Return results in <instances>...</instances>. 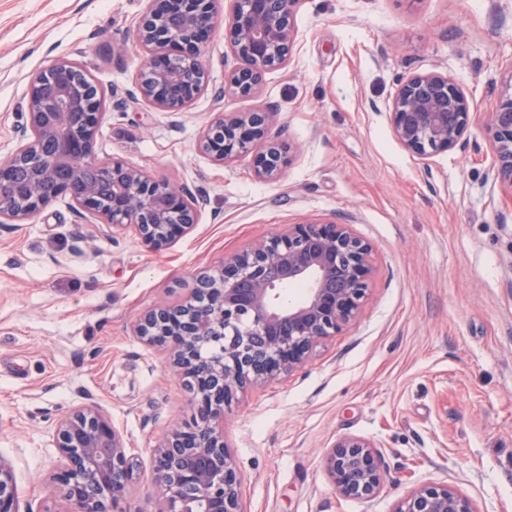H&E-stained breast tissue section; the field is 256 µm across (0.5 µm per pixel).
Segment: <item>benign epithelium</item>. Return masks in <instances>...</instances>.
I'll use <instances>...</instances> for the list:
<instances>
[{"label": "benign epithelium", "instance_id": "7a95c632", "mask_svg": "<svg viewBox=\"0 0 512 512\" xmlns=\"http://www.w3.org/2000/svg\"><path fill=\"white\" fill-rule=\"evenodd\" d=\"M298 0H234L228 19L231 45L241 65L224 72L226 94L252 97L263 74L287 66L296 39ZM214 0H149L136 22L146 54L136 89L161 112H182L210 80L200 59L213 25ZM184 48L172 55L170 49ZM85 67L56 59L29 83L26 123L17 148L0 163V185L20 188L0 196V223L21 224L59 197L116 228L130 227L161 250L196 223L205 198L186 185L154 178L127 162H97L92 150L107 98ZM277 109L220 112L203 129L199 149L213 162L251 158L256 178L275 180L289 164V148L276 127ZM401 145L417 156L446 152L469 123L466 96L448 76L416 74L395 95L389 112ZM498 174L512 185V93L502 95L486 122ZM26 166L35 178L16 181ZM97 169L94 180L86 167ZM374 275L371 245L349 224H290L284 231L224 257V266L197 277L179 304L161 303L134 327L145 344L167 352L168 366L190 387L192 421L173 428L153 449L158 475L155 512H242L241 479L224 442V407L251 387L266 386L302 367L324 340L345 331L360 315ZM305 286L298 302L283 292ZM61 467L51 480L66 512H120L133 475V459L109 416L94 402L60 418L53 431ZM336 491L370 500L386 474L368 440L341 438L326 458ZM0 512L20 507L10 467L0 460ZM393 512H477L451 486L423 484L403 496Z\"/></svg>", "mask_w": 512, "mask_h": 512}]
</instances>
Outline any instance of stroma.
Returning <instances> with one entry per match:
<instances>
[{
  "label": "stroma",
  "instance_id": "obj_1",
  "mask_svg": "<svg viewBox=\"0 0 512 512\" xmlns=\"http://www.w3.org/2000/svg\"><path fill=\"white\" fill-rule=\"evenodd\" d=\"M148 0H0V161L16 148L29 82L55 59L82 63L124 103L107 105L97 159L124 160L205 195L196 224L154 250L60 198L0 224V459L34 512H65L51 474L56 419L84 398L108 414L137 470L125 512H153L152 448L190 421L183 383L132 324L189 296L226 255L291 224L352 225L376 271L358 320L281 381L238 395L224 437L244 512H393L417 485L512 512V187L485 131L512 85V0H298L286 68L253 97L203 92L185 111L136 97L145 54L133 26ZM218 0L202 61L235 63ZM448 75L470 123L452 150L420 157L388 119L413 75ZM278 108L290 162L274 181L249 160L213 163L196 142L223 112ZM378 449L372 500L341 497L325 455L341 437Z\"/></svg>",
  "mask_w": 512,
  "mask_h": 512
}]
</instances>
